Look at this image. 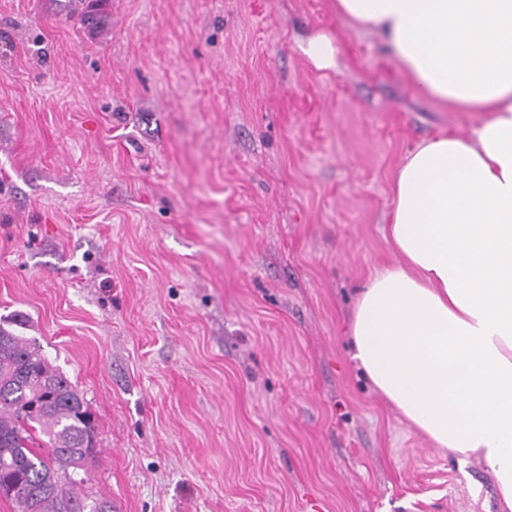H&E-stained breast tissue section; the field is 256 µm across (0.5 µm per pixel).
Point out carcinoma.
<instances>
[{
	"mask_svg": "<svg viewBox=\"0 0 512 512\" xmlns=\"http://www.w3.org/2000/svg\"><path fill=\"white\" fill-rule=\"evenodd\" d=\"M83 393L37 338L0 328V499L13 512H112L82 493L97 461Z\"/></svg>",
	"mask_w": 512,
	"mask_h": 512,
	"instance_id": "cac0c4a2",
	"label": "carcinoma"
}]
</instances>
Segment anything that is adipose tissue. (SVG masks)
I'll list each match as a JSON object with an SVG mask.
<instances>
[{
    "label": "adipose tissue",
    "instance_id": "1",
    "mask_svg": "<svg viewBox=\"0 0 512 512\" xmlns=\"http://www.w3.org/2000/svg\"><path fill=\"white\" fill-rule=\"evenodd\" d=\"M413 86L472 112L470 137L418 144L351 324L374 390L436 447L475 457L512 512V0H336Z\"/></svg>",
    "mask_w": 512,
    "mask_h": 512
}]
</instances>
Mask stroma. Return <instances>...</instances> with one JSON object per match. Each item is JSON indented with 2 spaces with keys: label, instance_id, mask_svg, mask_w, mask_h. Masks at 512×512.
<instances>
[{
  "label": "stroma",
  "instance_id": "stroma-1",
  "mask_svg": "<svg viewBox=\"0 0 512 512\" xmlns=\"http://www.w3.org/2000/svg\"><path fill=\"white\" fill-rule=\"evenodd\" d=\"M331 38L335 64L302 48ZM476 117L336 0H0V326L96 422L118 512H501L350 326L394 179Z\"/></svg>",
  "mask_w": 512,
  "mask_h": 512
}]
</instances>
